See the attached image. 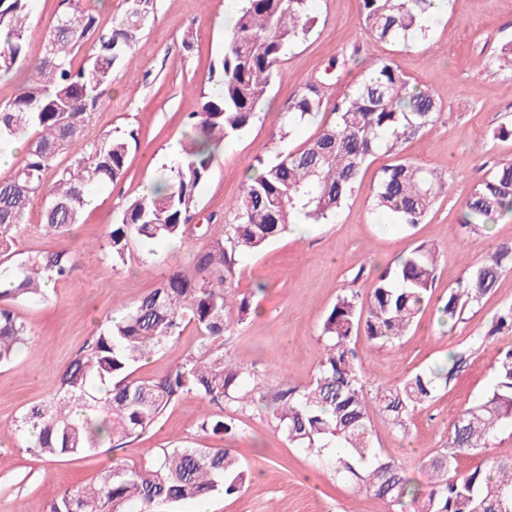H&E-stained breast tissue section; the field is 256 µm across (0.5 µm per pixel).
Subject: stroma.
<instances>
[{
  "mask_svg": "<svg viewBox=\"0 0 512 512\" xmlns=\"http://www.w3.org/2000/svg\"><path fill=\"white\" fill-rule=\"evenodd\" d=\"M64 7L63 0H30L27 58L41 54L44 37ZM311 14L314 28L280 64L265 108L217 156L199 190L196 228L182 241H132L125 261L116 264L106 254L116 212L150 184L162 165L178 159L187 140L188 98L211 93V75L224 50V0H154L148 23L127 60L114 68L112 85L84 132L89 147L107 134L134 133L124 176L94 187L80 224L63 236L46 234L41 208L33 206L12 246L21 258L67 249L77 266L67 279L50 283L45 297L13 304L31 336L14 362L0 368V512H46L52 498L88 483L115 458L146 464L154 449L183 445L235 449L249 471L239 493L208 498L209 512H267L271 507L276 512H393L362 482L337 475L335 449L317 454L288 444L269 415L256 408L242 414V433L223 439L197 428L198 419L217 413V406L189 397L169 406L157 428L120 453L100 452L72 462L30 455L15 429L27 408L57 393L63 368L99 334L106 317L173 272L195 276L196 254L223 238L224 224L232 218L229 205L258 160H271L284 145L301 147L315 134L312 126L289 131L283 125L301 83L324 78V102L331 105L363 79L365 63L376 58L392 59L443 105L434 126L406 141L399 154L438 174L442 191L414 228L389 219L371 223L379 177L395 159L374 154L334 219L308 225L301 235L285 234L243 259L237 291L252 295L254 309L226 332L224 353L271 374L273 383L307 385L326 344L323 319L337 297L347 288L367 289L394 258L428 242L439 250L436 275L429 302L407 336L378 347L358 335L351 345L370 387L447 364L453 355L465 356L466 363L433 401L413 412L408 433L372 413L375 446L415 482H425L421 462L445 449L457 414L493 385L494 361L512 346V331L493 336L489 329L494 316L512 305V269L479 305L456 318L453 329H443L438 318L449 288L496 245L512 242V217L498 220L485 236L468 235L460 226L473 186L512 159V139L493 136L499 126L512 124V73L494 63L501 46L512 42V0H449L429 21L425 38L410 48L373 41L362 24L359 0H312ZM189 30L194 41L188 46L183 36ZM199 346L195 328L186 326L181 336L140 363L134 376H164Z\"/></svg>",
  "mask_w": 512,
  "mask_h": 512,
  "instance_id": "1",
  "label": "stroma"
}]
</instances>
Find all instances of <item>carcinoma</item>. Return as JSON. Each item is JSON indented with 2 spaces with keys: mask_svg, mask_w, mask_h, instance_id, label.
I'll return each mask as SVG.
<instances>
[{
  "mask_svg": "<svg viewBox=\"0 0 512 512\" xmlns=\"http://www.w3.org/2000/svg\"><path fill=\"white\" fill-rule=\"evenodd\" d=\"M30 0H0V76L15 74L24 59ZM66 9L45 37L43 55L27 64V76L14 99L0 106V151L27 131L34 133L23 160L0 178V256L9 257L32 203H43L42 226L62 236L79 223L89 189L119 180L134 132L105 135L91 149L83 131L99 108L113 69L128 56L143 28L140 12L125 13L119 27L102 29L81 0ZM236 22L224 40L214 69L216 89L187 114L191 123L184 156L161 172L143 193L128 200L109 232L112 262L124 261L130 241L181 240L198 212V189L210 175L216 154L210 146L246 129L271 89L288 51L311 32L310 0H235ZM434 0H360L361 20L371 38L405 48L425 33L424 18ZM318 82L300 86L285 112L288 128L316 126L304 145L286 147L247 177L231 204L232 222L224 239L196 254L198 277L174 272L159 287L124 306L120 319L107 318L100 333L69 362L55 396L20 415L16 431L29 436L27 450L69 458L117 450L151 431L163 412L184 396L233 405L245 411L268 409L289 444L322 450L343 449L338 474L348 473L398 512H512V458L477 466L460 478L450 476L456 456L491 448L512 425V348L500 351L490 395L465 409L453 423L448 448L423 462L419 485L394 460L374 448L370 409L408 432L412 413L431 401L465 357L417 373L398 384L366 388L350 347L352 333L383 347L398 341L424 309L438 262L426 242L396 258L368 287L337 298L323 321L325 353L306 387L273 391L244 362L224 355L230 313L248 314L252 300L236 292L239 265L283 233L290 224L326 223L336 217L361 169L378 151L400 153L412 135L432 126L441 103L425 87L411 83L388 59H373L367 76L323 111ZM73 151L70 166L58 168L59 155ZM57 180L44 190V175ZM442 189L440 178L423 165L400 159L385 167L372 204L374 219L385 217L413 228L423 223ZM504 215H512V162L501 164L477 183L464 202L462 227L480 235ZM75 256L67 249L28 256L6 275L0 290V366L10 364L31 335L12 307L18 300L44 296L42 285L69 275ZM512 269V243L498 245L484 263L448 290L440 309L444 323L481 303ZM193 325L200 351L190 354L165 377L131 378L132 368ZM206 434L240 431L233 414L203 416ZM248 471L233 448L174 446L156 449L148 464L119 461L89 484L56 497L49 512H159L179 502L201 500L224 489L241 491Z\"/></svg>",
  "mask_w": 512,
  "mask_h": 512,
  "instance_id": "carcinoma-1",
  "label": "carcinoma"
}]
</instances>
